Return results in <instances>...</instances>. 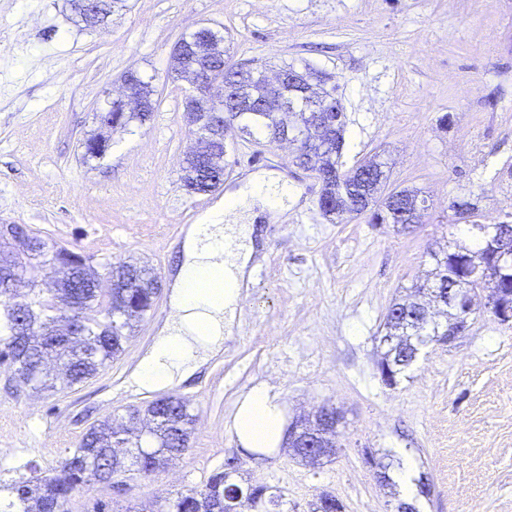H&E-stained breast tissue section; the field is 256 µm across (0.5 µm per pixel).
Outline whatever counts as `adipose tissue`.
<instances>
[{
  "label": "adipose tissue",
  "instance_id": "ef3b65f1",
  "mask_svg": "<svg viewBox=\"0 0 512 512\" xmlns=\"http://www.w3.org/2000/svg\"><path fill=\"white\" fill-rule=\"evenodd\" d=\"M293 194L287 182L258 172L186 228L181 262L171 282L172 314L132 374L140 388L159 390L189 380L221 353L236 325L243 291L252 280L258 251L255 224ZM228 236L239 241L230 255L224 252ZM226 427L246 450L281 447L287 439V423L280 394L264 383L252 386Z\"/></svg>",
  "mask_w": 512,
  "mask_h": 512
}]
</instances>
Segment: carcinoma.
<instances>
[{"mask_svg": "<svg viewBox=\"0 0 512 512\" xmlns=\"http://www.w3.org/2000/svg\"><path fill=\"white\" fill-rule=\"evenodd\" d=\"M229 57L230 45L223 34L213 29L182 35L178 53L172 55V79L183 78L188 70L196 71L203 80L220 76L224 82L238 86L241 95L227 103L224 119L229 125L221 134L212 132L214 117L207 112L200 115L197 132L207 140L208 149L201 154L193 152L184 160L182 180L188 192L206 194L218 188L214 180L224 176L227 137L238 132L276 141L282 133V113L276 111L278 100L300 110L303 99L316 96L317 107L302 113L303 124L296 133L303 145L314 147L315 155L322 160L315 175L321 183L319 207L325 210L336 199L348 198L350 216L367 213L371 224L397 223L396 212L402 202L418 198L417 191L401 189L397 191L400 199L389 204L376 197L366 211L359 206V186L355 184L350 190L340 180L347 174L339 162L346 144L347 123L332 76L307 65L301 71L286 63L279 72L285 77L303 74L308 79L305 91H293L285 80L282 90L275 92L268 87L265 69L256 68L244 76L229 66ZM127 74L143 108L125 112L121 105L112 104V122L120 129L134 120L145 123L156 108L152 98L154 77L145 78L135 69ZM499 249L512 250V224L492 246L477 236L472 245L456 241L446 251L431 253L433 268L394 299L387 310L385 325L389 326L394 308L400 307L404 321L399 335L410 341L391 355L392 376L386 385L397 384L398 375L414 362L409 346L425 347L433 343V337L444 335L448 327L446 316L435 323L420 316L416 302L422 291L436 283L465 287L471 264H491ZM71 254L68 248L50 244L38 235L34 247L26 252L0 240V365L10 369L8 383L17 390L30 388L51 395L60 387L92 378L123 353L134 324L143 320L158 298L155 269L130 262L109 265L107 275L117 282V287L102 294L96 287L101 274L93 256L78 252L73 254L71 278L57 288H41L33 282L21 294L4 287L6 282L21 280L27 267L34 263L44 264ZM494 288L495 305L512 306V271L499 274ZM60 303L78 306L82 318L76 331L82 339L76 341L64 335L65 325L57 313ZM194 421L190 404L173 396L156 399L143 409H131L119 422L110 417L101 420L83 433L77 448L52 473L1 485L0 490L7 496L0 500V512H71L72 497L85 486L118 482L134 475L147 477L188 451ZM236 471L231 462H225L202 487L170 494L161 512H270L269 507L279 505L280 494L268 497L263 487L243 488L231 482Z\"/></svg>", "mask_w": 512, "mask_h": 512, "instance_id": "carcinoma-1", "label": "carcinoma"}]
</instances>
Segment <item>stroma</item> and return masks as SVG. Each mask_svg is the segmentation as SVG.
Listing matches in <instances>:
<instances>
[{"label":"stroma","instance_id":"stroma-1","mask_svg":"<svg viewBox=\"0 0 512 512\" xmlns=\"http://www.w3.org/2000/svg\"><path fill=\"white\" fill-rule=\"evenodd\" d=\"M201 26L232 40V63L306 61L333 74L348 118L343 168L378 156L387 189L424 193L425 224L403 233L363 216L330 222L313 173L263 139L230 137L221 187L188 193L191 89L168 69L180 36ZM1 28L23 41L0 45V223L100 262H148L162 288L123 354L88 383L52 396L15 391L0 366V481L47 474L92 423L155 398L131 373L170 315L183 231L246 176L268 171L296 196L260 223L234 333L168 389L196 415L188 452L125 494L80 490L72 512L97 501L154 512L158 497L200 487L233 456L237 483L281 492L280 512H312L323 493L344 512H393L368 451L393 470L412 455L432 486L411 495L418 512H512V326L473 315L393 387L377 368L390 303L432 267L431 252L471 239L452 202L474 204L476 223L512 222V0H126L102 26L75 24L68 0H0ZM132 68L155 79L153 116L112 133L103 158H85L106 93H119ZM261 382L281 394L288 419L336 407L345 421L335 456L313 468L285 448H241L225 423Z\"/></svg>","mask_w":512,"mask_h":512}]
</instances>
